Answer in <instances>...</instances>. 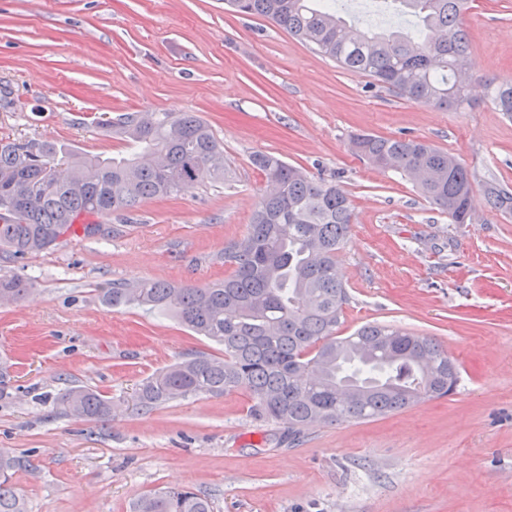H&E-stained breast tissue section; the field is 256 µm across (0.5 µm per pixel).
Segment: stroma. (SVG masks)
Listing matches in <instances>:
<instances>
[{"label": "stroma", "mask_w": 512, "mask_h": 512, "mask_svg": "<svg viewBox=\"0 0 512 512\" xmlns=\"http://www.w3.org/2000/svg\"><path fill=\"white\" fill-rule=\"evenodd\" d=\"M463 23L477 64L468 104L408 100L224 0H0V138L76 155L126 154L124 112H194L224 145L230 182L145 202L12 259L31 282L0 305V448L28 512H130L143 494L188 487L213 512H512V213L484 181L512 186V116L485 84L512 81V0H471ZM427 139L475 176L468 224L451 223L407 178L351 149L356 133ZM272 153L338 181L354 207L337 258L349 300L337 329L380 323L437 338L459 366L446 397L360 422L291 434L255 416L242 391L145 408L140 384L220 345L171 315L98 299L114 282L204 286L228 275ZM85 386L113 414L61 413ZM485 198L488 204L497 210H512V189L496 180L483 184Z\"/></svg>", "instance_id": "stroma-1"}]
</instances>
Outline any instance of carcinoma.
Listing matches in <instances>:
<instances>
[{"instance_id": "1", "label": "carcinoma", "mask_w": 512, "mask_h": 512, "mask_svg": "<svg viewBox=\"0 0 512 512\" xmlns=\"http://www.w3.org/2000/svg\"><path fill=\"white\" fill-rule=\"evenodd\" d=\"M416 18L412 29L372 32L338 16L332 0H225L235 12L265 18L342 68L440 109L468 103L476 63L462 22L467 0H397ZM487 89L512 115V82ZM111 127L136 150L119 160L77 156L54 143L35 150L0 140V252L15 258L46 251L74 233L83 216H132L150 199L226 177L211 127L195 112H127ZM355 153L410 179L454 224L473 217L474 176L458 159L419 139L357 133ZM265 180L248 235L224 247L223 281L172 285L160 280L114 282L98 289L119 310L137 305L172 315L224 347L170 365L139 389L143 407L199 394L243 390L261 417L291 430L315 422H357L445 397L459 376L448 348L431 336L366 325L336 335L347 300L336 258L353 223L342 185L315 179L271 153L252 157ZM488 204L512 210V188L483 184ZM29 283L0 274V302L16 301ZM64 413L104 419L112 403L88 387L61 393ZM17 459L0 452V512H27L12 483ZM132 512H213L188 489L139 497Z\"/></svg>"}]
</instances>
